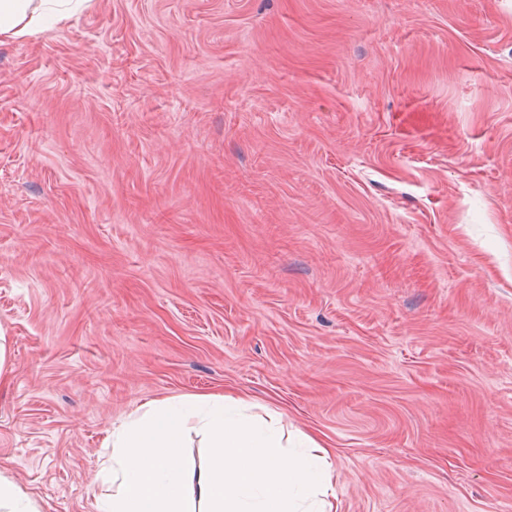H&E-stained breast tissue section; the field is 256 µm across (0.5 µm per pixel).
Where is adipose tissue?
Listing matches in <instances>:
<instances>
[{
	"instance_id": "ef3b65f1",
	"label": "adipose tissue",
	"mask_w": 512,
	"mask_h": 512,
	"mask_svg": "<svg viewBox=\"0 0 512 512\" xmlns=\"http://www.w3.org/2000/svg\"><path fill=\"white\" fill-rule=\"evenodd\" d=\"M86 0H0V43L60 29ZM231 394H185L147 403L113 427L107 493L98 512H338L331 454L312 436L295 454L281 415L246 417ZM202 437V462L185 450Z\"/></svg>"
}]
</instances>
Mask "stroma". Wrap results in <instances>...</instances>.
<instances>
[{
    "label": "stroma",
    "instance_id": "stroma-1",
    "mask_svg": "<svg viewBox=\"0 0 512 512\" xmlns=\"http://www.w3.org/2000/svg\"><path fill=\"white\" fill-rule=\"evenodd\" d=\"M0 474L98 512L234 393L339 512H512V0H92L0 43Z\"/></svg>",
    "mask_w": 512,
    "mask_h": 512
}]
</instances>
